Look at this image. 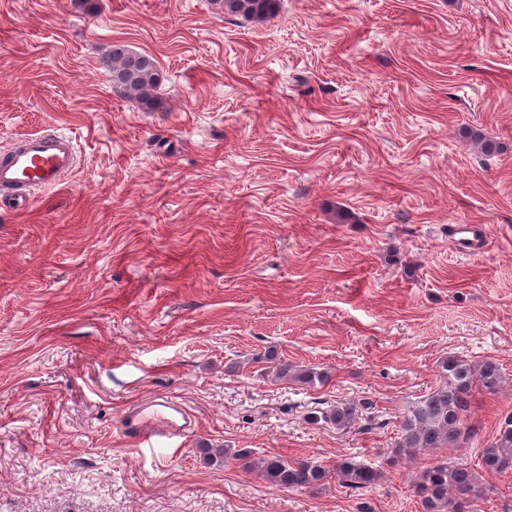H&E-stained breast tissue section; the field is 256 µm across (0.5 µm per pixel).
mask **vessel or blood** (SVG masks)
Masks as SVG:
<instances>
[{"mask_svg":"<svg viewBox=\"0 0 512 512\" xmlns=\"http://www.w3.org/2000/svg\"><path fill=\"white\" fill-rule=\"evenodd\" d=\"M78 150L71 136L45 130L19 137L0 153V200L14 212L28 209L36 192L59 187L78 164ZM452 232L463 253L475 255L487 245L481 224H456ZM192 426V416L180 404L157 397L129 411L123 433L142 450L178 448Z\"/></svg>","mask_w":512,"mask_h":512,"instance_id":"obj_1","label":"vessel or blood"}]
</instances>
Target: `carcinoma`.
Segmentation results:
<instances>
[{"instance_id": "cac0c4a2", "label": "carcinoma", "mask_w": 512, "mask_h": 512, "mask_svg": "<svg viewBox=\"0 0 512 512\" xmlns=\"http://www.w3.org/2000/svg\"><path fill=\"white\" fill-rule=\"evenodd\" d=\"M225 14L263 21L277 10V0H216ZM112 88L118 94L139 103L152 112L159 106L158 89L162 73L156 60L145 53L114 42L103 54ZM264 358L272 362L276 379L291 381L302 387L323 385L328 381L325 371L288 363L269 351ZM439 383L419 397L410 407L400 425L394 446L387 453L388 461L409 464L423 453L448 449L457 452L477 440L478 428L469 423L473 393L498 392L503 382L501 367L492 359L472 361L462 356H446L438 364ZM356 404L338 403L327 410L308 416V422H331L346 427L356 421ZM201 461L210 467H223L234 461H246L268 485L276 490H315L329 476L320 462L294 460L282 455L250 458L245 449L199 448ZM479 468L463 461L438 460L424 470L415 482L416 495L425 512H469L473 499L485 491L480 472L503 474L512 471V414H507L499 434L484 441L479 448ZM382 463L348 458L336 465V479L352 490L366 491L382 478Z\"/></svg>"}]
</instances>
